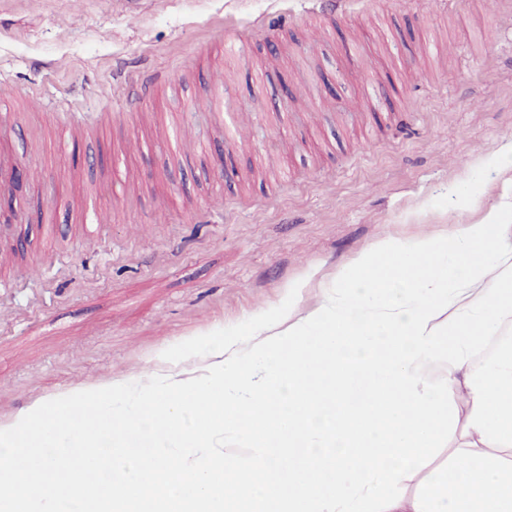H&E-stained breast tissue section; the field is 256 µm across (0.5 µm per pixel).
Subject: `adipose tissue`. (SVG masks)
Listing matches in <instances>:
<instances>
[{
    "label": "adipose tissue",
    "instance_id": "1",
    "mask_svg": "<svg viewBox=\"0 0 512 512\" xmlns=\"http://www.w3.org/2000/svg\"><path fill=\"white\" fill-rule=\"evenodd\" d=\"M300 298L270 311L254 313L244 328L225 334L208 351V362L251 349L267 336L307 317ZM448 460L431 463L409 481L403 501L391 512H512V449L483 444L478 432L453 438Z\"/></svg>",
    "mask_w": 512,
    "mask_h": 512
}]
</instances>
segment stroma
Returning a JSON list of instances; mask_svg holds the SVG:
<instances>
[{
  "instance_id": "obj_1",
  "label": "stroma",
  "mask_w": 512,
  "mask_h": 512,
  "mask_svg": "<svg viewBox=\"0 0 512 512\" xmlns=\"http://www.w3.org/2000/svg\"><path fill=\"white\" fill-rule=\"evenodd\" d=\"M149 68L170 82L114 114ZM0 107L5 423L201 357L213 325L236 330L301 283L313 304L381 240L449 235L512 202V0H368L324 22L300 0H0ZM178 139L207 148L185 161ZM93 204L112 213L96 238Z\"/></svg>"
}]
</instances>
